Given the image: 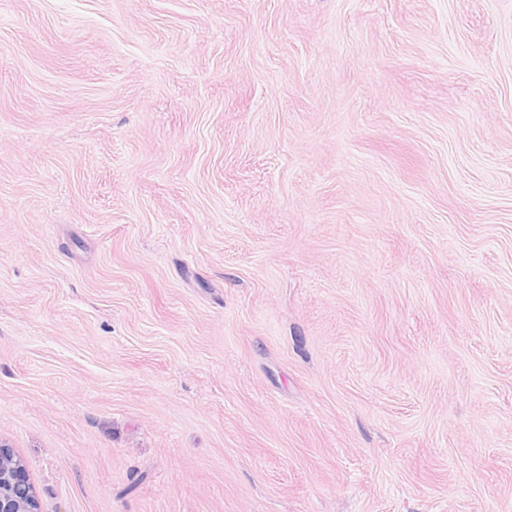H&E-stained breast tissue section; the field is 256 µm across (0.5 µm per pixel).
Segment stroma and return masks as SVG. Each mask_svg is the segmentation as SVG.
<instances>
[{"label": "stroma", "instance_id": "obj_1", "mask_svg": "<svg viewBox=\"0 0 512 512\" xmlns=\"http://www.w3.org/2000/svg\"><path fill=\"white\" fill-rule=\"evenodd\" d=\"M0 443L41 512H512V0H0Z\"/></svg>", "mask_w": 512, "mask_h": 512}]
</instances>
